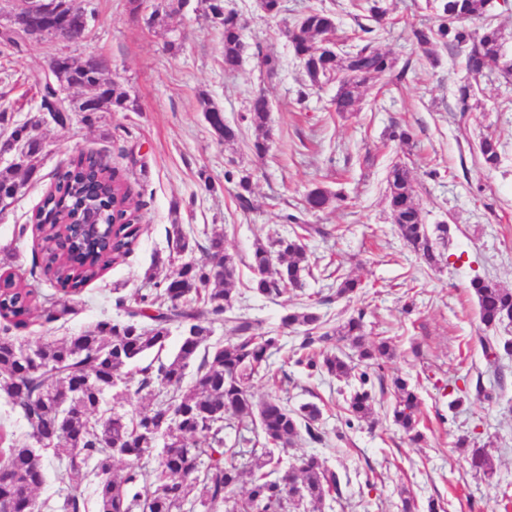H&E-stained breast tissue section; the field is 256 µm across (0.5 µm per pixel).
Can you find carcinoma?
<instances>
[{"mask_svg":"<svg viewBox=\"0 0 512 512\" xmlns=\"http://www.w3.org/2000/svg\"><path fill=\"white\" fill-rule=\"evenodd\" d=\"M208 10L222 28L224 69H235L248 50L241 34V24L234 12L224 13L223 0H207ZM354 6L367 13V19L380 22L384 10L379 0H355ZM495 0H436L440 23L435 27L413 30L424 57L436 58L437 47H471L466 56V70L471 83L459 90L458 111H470L469 100L486 74L497 72L512 77V53L500 28L492 25ZM481 20L483 26L472 30L468 23ZM334 15L324 9L311 8L289 30L296 59L311 85L336 84L332 99L334 110H356L367 85L394 67V62L369 41L352 52L340 54L327 50L325 40L334 35ZM320 46H315V43ZM24 46L18 37L0 36V56L18 54ZM63 89H78L85 83L105 87L92 112L83 111L81 100L71 98L72 110L82 115V122L94 125L112 112H139V102L131 98L110 76L107 61L94 56L89 68L63 69ZM206 119L215 134L226 143H234L241 129L224 121L223 111L211 104L204 108ZM269 103L263 96L253 99L245 120L257 131L267 132ZM40 116L33 115L19 123L8 108L0 109V128L8 137L29 145L28 175L13 164L0 167V199L16 198L37 175L42 148L36 142ZM477 158L481 165L493 169L501 161L500 143L492 135L480 138ZM227 182H235L237 199L249 205L252 175L224 172ZM391 220L401 237L412 247L420 263L433 268L441 262L436 239L444 238L446 225L430 234L423 224L415 197L410 169L400 163L392 165L386 176ZM96 189L107 201L117 198L119 218L113 237L96 246L81 248L78 264L62 260L60 243L68 231L67 221L86 198L87 189ZM130 187L117 171L92 153H79L66 169L60 171L55 188L49 190L34 215L42 232L38 258L30 276L52 275L60 290L76 294L97 279L112 264L130 254L140 235L130 210ZM345 194L316 187L306 195L307 209L317 210L331 203L341 205ZM168 238L176 254L194 251L183 225L173 221ZM305 237L300 234L281 237L277 251L258 241L251 255L254 272L252 291L265 298H281L288 289L300 284L307 265ZM202 256L183 261L172 277L154 283V290L140 295L129 306L124 297L115 299V307L124 311L117 319L107 318L88 326L67 339L46 337L32 345L11 335V328L25 326L37 309L36 289L15 279L11 272L0 274V394L18 411L28 426V438L13 439L11 446L0 449V512H26L23 500L14 497V489L30 487V495L44 484L46 454L53 452L57 465L81 475L89 461H95L98 477L96 503L98 512H182L185 502L199 512H289L307 503L310 512H322L326 499L343 498V478L321 457L311 454L283 471L286 483L270 479L272 471L282 467L280 452L295 438L305 436L321 444L326 433L319 424L320 408L304 403L288 407L276 395L256 402L251 383L271 368V357L280 349L277 329H264L258 322L238 312L239 297L232 288L237 265L226 252L224 235L213 233L206 245L198 246ZM224 269V277L214 272ZM477 299L481 322L488 328L512 322V289L481 277L470 282ZM71 314L66 306L53 303L42 308L46 324ZM220 319L229 326L231 336L225 343L210 341L212 330L208 318ZM281 327L303 328V339L294 352V364L308 373L327 374L339 380L357 378L344 399L350 418L346 425L364 418L371 410L374 381H383L385 363L394 357L386 340H364L363 312L349 317L338 326L330 325L311 306L288 309L281 317ZM180 330L177 351L166 354L172 329ZM347 341L365 363L360 372L348 354L317 351V345L331 339ZM486 357H512V339H481ZM195 367L191 381L187 370ZM141 374L134 394L145 391L154 403L135 416L107 407L110 394H129L131 369ZM396 404L394 421L406 431L416 432L419 424V398L408 381L394 380ZM236 428L251 434L245 451L237 444L226 446L224 430ZM158 456L152 488L141 484L142 471L130 465L119 478L112 477L116 459L140 461ZM249 488L241 496L237 489L242 481ZM299 487L293 498L285 487ZM58 512H86V499L76 487L59 494Z\"/></svg>","mask_w":512,"mask_h":512,"instance_id":"carcinoma-1","label":"carcinoma"}]
</instances>
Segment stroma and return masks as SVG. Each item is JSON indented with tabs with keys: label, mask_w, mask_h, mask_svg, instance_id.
<instances>
[{
	"label": "stroma",
	"mask_w": 512,
	"mask_h": 512,
	"mask_svg": "<svg viewBox=\"0 0 512 512\" xmlns=\"http://www.w3.org/2000/svg\"><path fill=\"white\" fill-rule=\"evenodd\" d=\"M277 17L256 0H224L237 11L250 45L279 59L272 74L260 71L253 55L235 70L224 68L222 30L208 15L206 0L174 6L165 28L151 30L145 11L132 0H93L90 35L69 49L75 59L105 57L111 76L138 99L137 112H116L108 126L72 119L38 130L44 148L36 179L0 214V268L32 279L42 298L74 305L76 312L53 324L31 316L17 331L29 343L63 339L106 317H117L115 295L134 300L149 293L156 278L175 273L180 257L169 254L167 231L180 222L198 243L220 232L237 264L235 288L246 317L276 327L284 303L315 300L331 323L364 315L368 339H389L395 358L384 369V386L374 389L369 418L346 426L345 383L328 375H308L291 360L302 340L285 329L282 349L273 355L271 374L255 379V400L275 394L297 406L317 404L326 443L298 438L285 462L315 454L346 480L342 501L326 500L323 512H402V488L414 497L415 512H512V359L504 379H496L479 343L481 337L512 336L510 327H485L470 289L474 277L512 288V83L485 78L474 108L457 112V90L466 76L464 51L442 48L437 61L422 56L412 32L433 26L437 13L428 0H381L386 15L372 37L395 63L394 71L365 89L356 111L335 112L336 88L311 86L284 34L308 9L336 17L335 38L343 50L357 45L366 19L352 0H280ZM57 51L50 42L31 43L9 59L0 58V108L26 120L37 109L38 82ZM270 104L269 150L257 156L256 133L242 125L251 100ZM210 100L240 139L224 144L207 122L202 102ZM409 129L410 145L389 140L392 125ZM500 142L498 169L484 168L474 150L484 134ZM93 153L116 167L132 189L143 232L134 251L113 264L79 296L64 295L48 277L31 276L39 232L32 217L49 190L55 171L78 152ZM411 164L424 224H447L438 248L443 261L421 267L391 222L386 173L396 163ZM252 175L249 208L236 198L224 172ZM316 187L344 190L342 207L306 208ZM293 214L318 227L306 240L312 270L287 300H270L251 290L249 267L255 240L292 235L283 220ZM165 258L154 266L155 257ZM357 277L363 290L335 298L332 271ZM408 379L420 401V440L392 418L393 380ZM457 405H450V398ZM484 449L492 468L473 469V449Z\"/></svg>",
	"instance_id": "1"
}]
</instances>
